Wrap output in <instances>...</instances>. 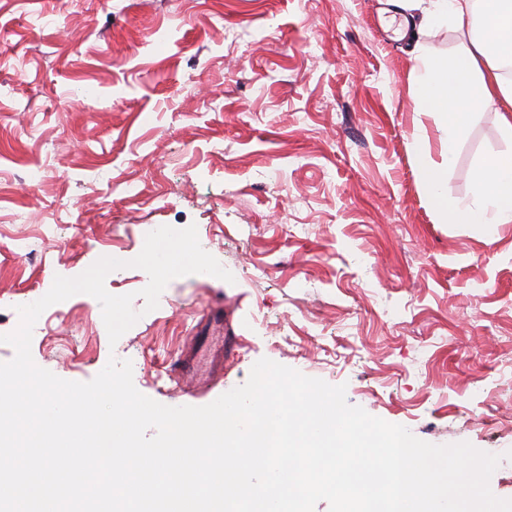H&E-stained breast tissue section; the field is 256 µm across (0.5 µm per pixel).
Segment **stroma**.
<instances>
[{"label":"stroma","instance_id":"obj_1","mask_svg":"<svg viewBox=\"0 0 512 512\" xmlns=\"http://www.w3.org/2000/svg\"><path fill=\"white\" fill-rule=\"evenodd\" d=\"M388 0H0V334L55 276L128 262L156 224L195 225L235 281L173 279L110 344L99 302L47 308L35 363L85 382L128 360L142 394L204 406L266 357L436 445L501 455L512 499V224H442L415 140L442 150ZM498 101L455 147L449 199L512 153ZM233 348L177 377L214 310Z\"/></svg>","mask_w":512,"mask_h":512}]
</instances>
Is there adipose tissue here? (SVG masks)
<instances>
[{"mask_svg":"<svg viewBox=\"0 0 512 512\" xmlns=\"http://www.w3.org/2000/svg\"><path fill=\"white\" fill-rule=\"evenodd\" d=\"M408 11L400 34L411 41L448 23L472 21L474 33L449 66L420 58L414 72L416 95L423 111L435 115L443 149L432 160L416 141L426 197L443 224H512V157L494 156L477 167L471 202L449 201L447 173L454 163V148L483 102L499 99L498 121L512 134V78L503 69L512 64V0H430L421 10L419 0H396Z\"/></svg>","mask_w":512,"mask_h":512,"instance_id":"1","label":"adipose tissue"}]
</instances>
